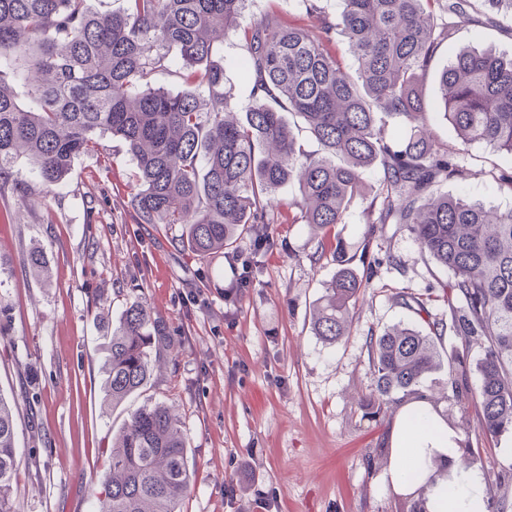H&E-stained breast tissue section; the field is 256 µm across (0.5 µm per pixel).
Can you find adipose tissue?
Returning <instances> with one entry per match:
<instances>
[{"instance_id": "obj_1", "label": "adipose tissue", "mask_w": 512, "mask_h": 512, "mask_svg": "<svg viewBox=\"0 0 512 512\" xmlns=\"http://www.w3.org/2000/svg\"><path fill=\"white\" fill-rule=\"evenodd\" d=\"M414 414H406L405 431L414 437L394 448L385 479L394 488L421 499L425 512H485V477L480 467H455L458 448L439 424L415 431Z\"/></svg>"}]
</instances>
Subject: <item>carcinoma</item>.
Here are the masks:
<instances>
[{"mask_svg":"<svg viewBox=\"0 0 512 512\" xmlns=\"http://www.w3.org/2000/svg\"><path fill=\"white\" fill-rule=\"evenodd\" d=\"M246 2L122 0L101 12L93 0H0V188L25 205L31 188L20 161L57 185L77 157L118 137L136 163V223L179 226L173 249L200 259L240 258L237 243L253 225L277 223L275 195L290 181L301 195L289 204L295 221L324 234L358 200L365 223L405 225L450 275L439 284L449 321L430 316L424 330L399 324L369 337L375 385L366 414L426 398L421 384L437 367L433 338L449 328L464 349L487 345L476 388L461 361L448 382L472 400L485 435L512 431V209L435 192L466 179L474 143L512 154V57L461 49L440 72L443 117L457 145L427 132L419 93L456 21L478 4L512 14V0H339L334 14L325 0H297L317 24L285 28L266 15L244 30L252 104L240 122L215 41L237 27ZM338 33L352 70L331 48ZM174 56L184 88L152 86ZM392 121L408 128L404 137L388 136ZM298 127L317 150L301 148ZM375 167L380 177L366 191ZM332 257L339 269L311 319L313 335L329 345L348 335L361 290L382 265L374 258L358 276L340 240ZM23 263L38 274L47 268L40 250ZM398 299L419 317L429 313L412 293ZM102 347V404L114 408L147 386L170 343L159 318L134 302ZM14 413L0 395V512H12L19 466ZM190 488L177 418L163 402L144 404L112 443L99 512H180Z\"/></svg>","mask_w":512,"mask_h":512,"instance_id":"carcinoma-1","label":"carcinoma"}]
</instances>
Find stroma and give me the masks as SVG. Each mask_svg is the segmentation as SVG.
<instances>
[{
	"label": "stroma",
	"mask_w": 512,
	"mask_h": 512,
	"mask_svg": "<svg viewBox=\"0 0 512 512\" xmlns=\"http://www.w3.org/2000/svg\"><path fill=\"white\" fill-rule=\"evenodd\" d=\"M268 12L286 27L304 22L294 0H248L238 31L217 44L242 110L251 85L239 31ZM463 47L511 56L512 18L471 11L440 65ZM465 164L471 177L449 183V194L512 208V188L488 175L511 172V155L474 144ZM29 184L31 208L20 207L11 189L0 191V394L17 403L20 461L13 512H96L112 436L150 401L171 405L181 421L193 473L181 512H409L410 498L384 482L390 462L380 455L394 447L405 408L372 418L361 405L374 383L367 337L416 319L397 293L426 298L433 317L448 315L436 294L449 274L405 226H367L357 206L336 225L348 254L396 262L382 265L364 289L349 336L327 345L309 322L336 266L320 254L323 236L288 218L297 183L278 192V223L258 225L241 240L254 277L234 304L227 296L237 273L227 258L175 251L176 228L135 223L136 165L120 139H104L99 153L75 159L62 184ZM32 249L43 251L47 275L24 267ZM315 254L320 262H312ZM136 301L161 317L171 348L146 390L106 413L100 322L117 321ZM435 348L441 368L422 391L458 444L469 447L462 464L484 471L486 500L512 512V432L485 436L476 411L461 413L447 383L451 358L472 366L482 349L463 350L449 331Z\"/></svg>",
	"instance_id": "35a3bbf8"
}]
</instances>
